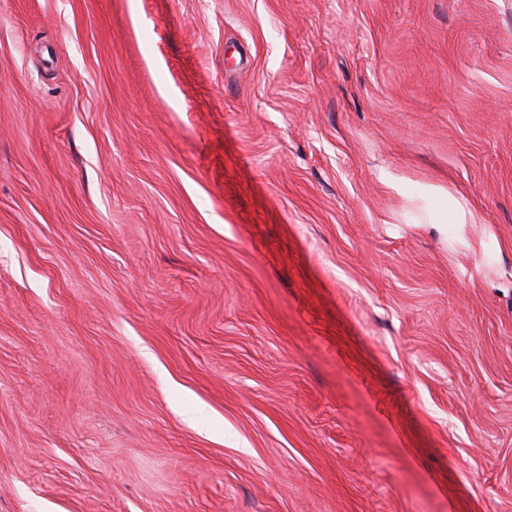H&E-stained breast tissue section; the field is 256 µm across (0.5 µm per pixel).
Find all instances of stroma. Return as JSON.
Segmentation results:
<instances>
[{
    "label": "stroma",
    "mask_w": 512,
    "mask_h": 512,
    "mask_svg": "<svg viewBox=\"0 0 512 512\" xmlns=\"http://www.w3.org/2000/svg\"><path fill=\"white\" fill-rule=\"evenodd\" d=\"M0 512H512V0H0Z\"/></svg>",
    "instance_id": "stroma-1"
}]
</instances>
